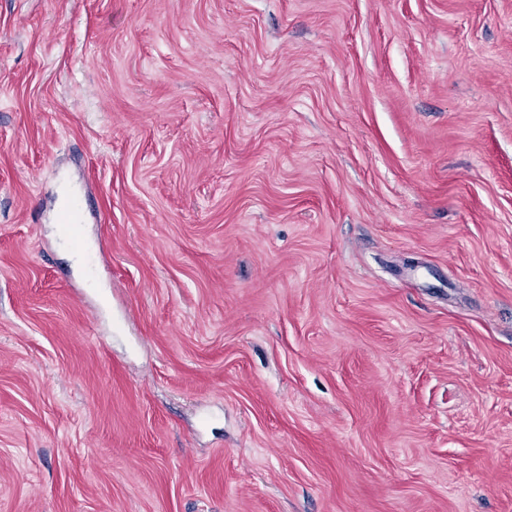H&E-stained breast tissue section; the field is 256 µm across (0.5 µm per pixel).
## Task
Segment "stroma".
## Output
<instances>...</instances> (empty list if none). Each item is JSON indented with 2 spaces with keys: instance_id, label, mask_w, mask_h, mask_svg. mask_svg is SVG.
Masks as SVG:
<instances>
[{
  "instance_id": "35a3bbf8",
  "label": "stroma",
  "mask_w": 512,
  "mask_h": 512,
  "mask_svg": "<svg viewBox=\"0 0 512 512\" xmlns=\"http://www.w3.org/2000/svg\"><path fill=\"white\" fill-rule=\"evenodd\" d=\"M0 512H512V0H0Z\"/></svg>"
}]
</instances>
